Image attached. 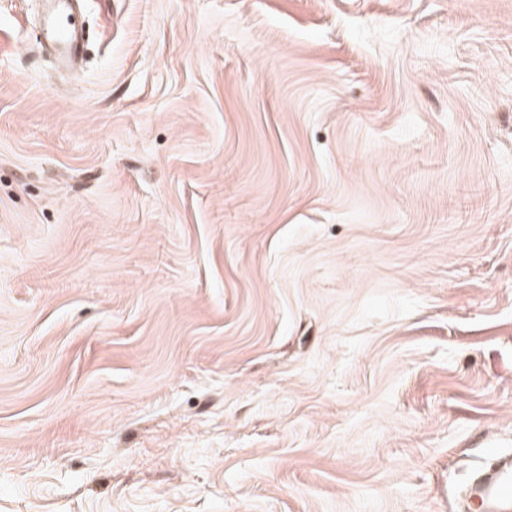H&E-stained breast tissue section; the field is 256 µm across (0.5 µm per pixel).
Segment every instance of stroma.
<instances>
[{
	"instance_id": "35a3bbf8",
	"label": "stroma",
	"mask_w": 512,
	"mask_h": 512,
	"mask_svg": "<svg viewBox=\"0 0 512 512\" xmlns=\"http://www.w3.org/2000/svg\"><path fill=\"white\" fill-rule=\"evenodd\" d=\"M0 0V512H481L512 460V0ZM72 0H48L44 19V38L64 66L80 58L84 30L72 13Z\"/></svg>"
}]
</instances>
